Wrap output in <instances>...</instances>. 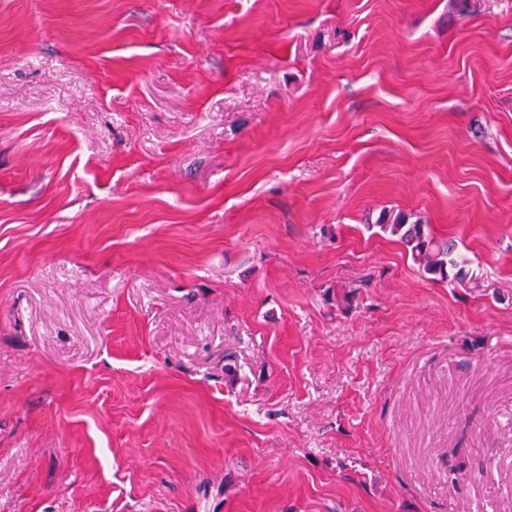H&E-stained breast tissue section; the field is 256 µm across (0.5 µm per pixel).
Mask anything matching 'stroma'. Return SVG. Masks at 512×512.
<instances>
[{
    "instance_id": "obj_1",
    "label": "stroma",
    "mask_w": 512,
    "mask_h": 512,
    "mask_svg": "<svg viewBox=\"0 0 512 512\" xmlns=\"http://www.w3.org/2000/svg\"><path fill=\"white\" fill-rule=\"evenodd\" d=\"M0 512H512V0H0ZM375 225L380 232L398 237L428 279L450 283L460 281L462 269L453 256V245L436 239L427 231V224L420 220L409 223V217L402 212L383 210Z\"/></svg>"
}]
</instances>
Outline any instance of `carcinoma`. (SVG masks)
<instances>
[{
	"label": "carcinoma",
	"mask_w": 512,
	"mask_h": 512,
	"mask_svg": "<svg viewBox=\"0 0 512 512\" xmlns=\"http://www.w3.org/2000/svg\"><path fill=\"white\" fill-rule=\"evenodd\" d=\"M376 226L381 232L398 238L427 278L436 282L460 281L461 268L453 256V245L436 239L421 221L411 223L400 211L384 210Z\"/></svg>",
	"instance_id": "carcinoma-1"
}]
</instances>
